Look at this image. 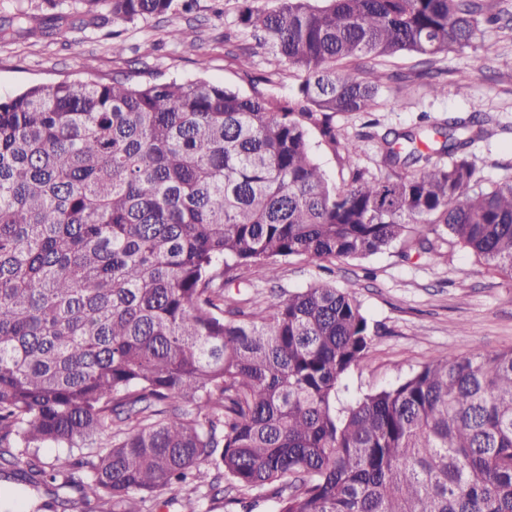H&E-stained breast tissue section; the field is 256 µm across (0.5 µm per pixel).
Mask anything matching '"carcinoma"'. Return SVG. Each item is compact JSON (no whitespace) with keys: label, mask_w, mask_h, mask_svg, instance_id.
<instances>
[{"label":"carcinoma","mask_w":512,"mask_h":512,"mask_svg":"<svg viewBox=\"0 0 512 512\" xmlns=\"http://www.w3.org/2000/svg\"><path fill=\"white\" fill-rule=\"evenodd\" d=\"M102 1L115 24L174 2L85 0ZM237 2L300 73L290 95L116 75L0 98V474L78 494L29 512H144L172 487L267 488L275 512H512V348L446 351L345 402L374 336L353 295L226 293L252 266L275 280L290 257L396 244L457 243L512 279V178L482 186L466 153L489 117L384 133V175L334 124L379 107L367 62L407 52L427 73L508 28L509 0ZM46 446L68 452L47 466ZM310 142L316 161L337 185L341 183L342 166L334 151L321 141L317 131L310 132Z\"/></svg>","instance_id":"obj_1"}]
</instances>
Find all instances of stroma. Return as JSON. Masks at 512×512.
<instances>
[{
    "instance_id": "35a3bbf8",
    "label": "stroma",
    "mask_w": 512,
    "mask_h": 512,
    "mask_svg": "<svg viewBox=\"0 0 512 512\" xmlns=\"http://www.w3.org/2000/svg\"><path fill=\"white\" fill-rule=\"evenodd\" d=\"M236 0H194L191 9L176 7L166 16L141 19L113 28L107 7L81 29L71 18L85 13L84 0H0V25L17 13L30 17L27 31L0 43V96L16 95L28 86L62 79L108 81L115 71L146 67L161 81L204 78L248 94L253 77H272L270 92L288 95L299 81L294 69L273 65V55L257 48L250 68L228 55L225 34L235 43L252 44L237 24ZM194 28L197 39L177 43L172 27ZM206 67H199V57ZM387 76L377 112L344 113L335 118L341 140L356 139L367 120L377 133L414 129L422 121L467 117L474 110L489 114L493 133L469 147L484 186L512 176V36L485 27L471 45L437 57L433 68L443 86L433 94L415 76L416 60L408 54L376 62ZM328 280L356 297L377 334L365 360L348 378L352 393L365 394L419 369L434 355L453 350L496 351L512 347V280L492 271L460 245L443 246L431 259L391 248L363 260L283 263L278 281L264 268L244 271L237 287L242 296L269 298Z\"/></svg>"
}]
</instances>
